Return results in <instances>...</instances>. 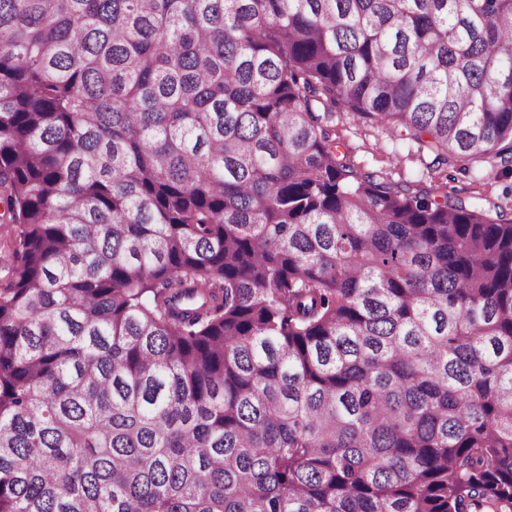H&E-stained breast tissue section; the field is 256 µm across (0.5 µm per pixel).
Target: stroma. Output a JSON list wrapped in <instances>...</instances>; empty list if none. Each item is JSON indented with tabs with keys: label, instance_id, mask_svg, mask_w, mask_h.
Here are the masks:
<instances>
[{
	"label": "stroma",
	"instance_id": "35a3bbf8",
	"mask_svg": "<svg viewBox=\"0 0 512 512\" xmlns=\"http://www.w3.org/2000/svg\"><path fill=\"white\" fill-rule=\"evenodd\" d=\"M329 128L340 149L361 169L377 172L390 183L413 182L436 194L483 198L512 214V170L495 162L453 159L435 164L433 153L394 137L357 113L337 108Z\"/></svg>",
	"mask_w": 512,
	"mask_h": 512
}]
</instances>
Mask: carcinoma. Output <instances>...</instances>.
<instances>
[{
  "instance_id": "carcinoma-1",
  "label": "carcinoma",
  "mask_w": 512,
  "mask_h": 512,
  "mask_svg": "<svg viewBox=\"0 0 512 512\" xmlns=\"http://www.w3.org/2000/svg\"><path fill=\"white\" fill-rule=\"evenodd\" d=\"M512 0H0V512H512ZM329 129L353 163L363 170L377 172L390 183L414 182L435 194L462 198H483L484 208L495 216L494 205L512 215V170L495 161H461L433 165L435 154L402 140L380 126H372L355 112L337 107Z\"/></svg>"
}]
</instances>
